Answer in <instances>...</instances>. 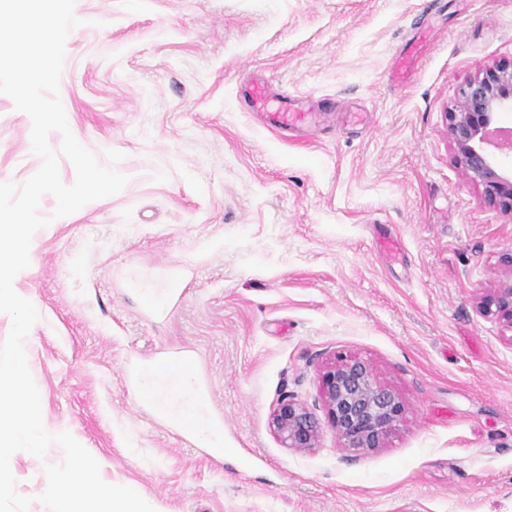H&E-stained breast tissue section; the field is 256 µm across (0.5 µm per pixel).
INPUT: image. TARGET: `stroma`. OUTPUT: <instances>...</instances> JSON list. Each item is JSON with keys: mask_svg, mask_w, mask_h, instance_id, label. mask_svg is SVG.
Returning a JSON list of instances; mask_svg holds the SVG:
<instances>
[{"mask_svg": "<svg viewBox=\"0 0 512 512\" xmlns=\"http://www.w3.org/2000/svg\"><path fill=\"white\" fill-rule=\"evenodd\" d=\"M59 97L76 140L127 176L33 236L15 292L43 313L24 340L45 428L155 512H512V331L480 308L512 214L456 164L448 114L477 72L512 62V0H76ZM261 78L313 107L301 139L239 96ZM0 94V181L42 160ZM178 293L142 306L140 291ZM367 360L406 420L357 457L318 374ZM192 360L210 457L155 415L126 371ZM306 404L316 448L270 418ZM51 445L10 458L29 512ZM274 433L288 448L308 450L316 448L320 428L312 413L292 398H284L271 414Z\"/></svg>", "mask_w": 512, "mask_h": 512, "instance_id": "obj_1", "label": "stroma"}]
</instances>
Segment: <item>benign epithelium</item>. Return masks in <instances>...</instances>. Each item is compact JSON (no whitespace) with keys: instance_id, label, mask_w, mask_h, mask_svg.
I'll return each instance as SVG.
<instances>
[{"instance_id":"1","label":"benign epithelium","mask_w":512,"mask_h":512,"mask_svg":"<svg viewBox=\"0 0 512 512\" xmlns=\"http://www.w3.org/2000/svg\"><path fill=\"white\" fill-rule=\"evenodd\" d=\"M512 103V64L489 68L460 89L458 110L449 113V132L460 167L482 187L486 199L512 212V176L502 172L486 150L490 125ZM498 286L488 306L512 329V254L501 259ZM328 419L343 443L355 451H374L386 446L389 435L403 422L402 397L380 383L370 364L357 356H339L328 362L319 376ZM274 433L288 448L317 447L320 428L303 404L288 397L271 414Z\"/></svg>"}]
</instances>
